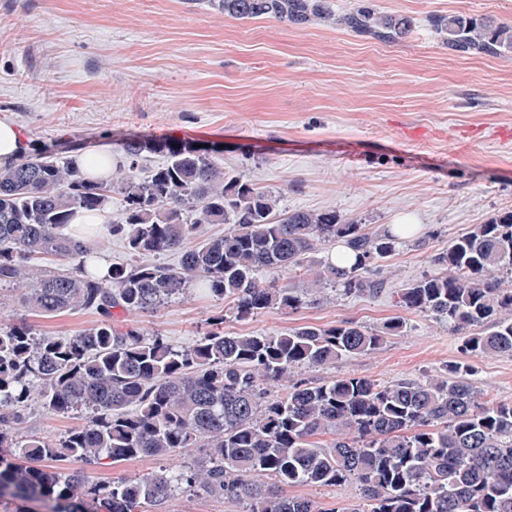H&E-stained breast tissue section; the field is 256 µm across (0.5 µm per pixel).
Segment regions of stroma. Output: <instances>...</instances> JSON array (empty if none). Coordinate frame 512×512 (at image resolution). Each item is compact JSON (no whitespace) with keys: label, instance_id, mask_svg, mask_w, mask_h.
Listing matches in <instances>:
<instances>
[{"label":"stroma","instance_id":"1","mask_svg":"<svg viewBox=\"0 0 512 512\" xmlns=\"http://www.w3.org/2000/svg\"><path fill=\"white\" fill-rule=\"evenodd\" d=\"M377 3L414 18L410 38L386 45L317 22L236 20L208 0H0V116L32 148L59 158L109 148L117 163L116 147L129 136L206 144L227 173L273 192L281 210L333 209L382 231L404 216L416 224L383 262L377 293L326 291L299 309L240 321L228 301L194 287L123 324L187 347L218 318L225 333L246 335L343 321L377 331L401 315L403 332L385 335L372 354L306 370L305 378L387 382L466 361L487 399L512 402V356L465 359L463 334L402 312L393 296L435 272V257L458 237L512 210V56L449 51L428 25L453 13L512 25V0ZM24 319L53 336L98 321L88 311L38 317L14 303L0 307V324ZM84 423L35 404L21 433L57 440ZM190 461L140 457L88 471L111 481ZM287 493L339 512L361 503L351 483Z\"/></svg>","mask_w":512,"mask_h":512}]
</instances>
